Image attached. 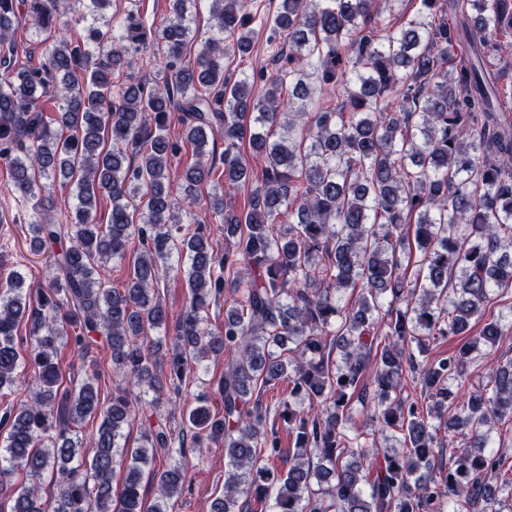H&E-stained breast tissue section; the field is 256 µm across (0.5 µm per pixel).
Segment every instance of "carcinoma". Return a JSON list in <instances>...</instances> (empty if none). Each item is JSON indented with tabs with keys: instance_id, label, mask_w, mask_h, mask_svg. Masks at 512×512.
Wrapping results in <instances>:
<instances>
[{
	"instance_id": "carcinoma-1",
	"label": "carcinoma",
	"mask_w": 512,
	"mask_h": 512,
	"mask_svg": "<svg viewBox=\"0 0 512 512\" xmlns=\"http://www.w3.org/2000/svg\"><path fill=\"white\" fill-rule=\"evenodd\" d=\"M108 2L0 0V165L27 214L31 251L52 258L46 285L25 292L19 275L0 295V388L27 395L0 417V488L26 477L0 512H167L185 478L184 436L151 422L159 397L139 390L179 393L211 353L224 356L222 413L200 405L188 415L194 442L227 459L224 495L209 512H232L240 494L263 505L271 493V512H466L478 498L483 512L511 510L485 482L501 475V459L472 449L487 447L484 425L512 418V360L490 368L489 388L461 395L451 385L481 347L509 337L494 316L475 335L471 320L494 298L512 310V99L491 69L512 54L499 40L512 32V0H418L397 28L373 15V0H281L269 38L288 55L260 99L256 72L224 68L230 53L252 52L241 0H209L214 33L195 52L197 0H169L158 22L130 0L100 25ZM77 12L91 22L74 38ZM21 18L50 41L37 64L21 60ZM149 50L153 74L121 79ZM219 139L224 153L210 154ZM243 142L265 167L240 213L224 195L254 183ZM187 144L195 161L177 198L170 170ZM218 165L223 190L207 193ZM105 195L112 208L101 224ZM71 197L75 223H60L53 212ZM198 210L223 216L235 242L214 247L201 223L176 236L178 213ZM174 257L187 263L188 304L164 342L150 333L168 321L158 285ZM114 259L132 270L122 290L106 278ZM349 289L354 301L340 304ZM223 300L230 308L211 332L207 315ZM92 333L123 376L108 406L98 377L59 381L61 344L84 352ZM456 336L455 353L418 361L429 341ZM406 371L419 379L418 400L403 393ZM283 382L288 394L272 414L262 396ZM356 396L403 436L372 473L359 458L379 450L347 435ZM136 414L145 426L131 447L122 429ZM88 416L101 421L85 440L72 424ZM440 430L466 444L439 478H425ZM285 456L282 471L275 460ZM46 472L58 487L48 503L31 484Z\"/></svg>"
}]
</instances>
